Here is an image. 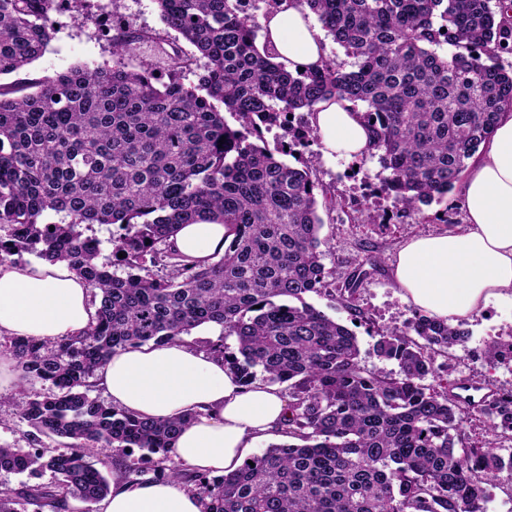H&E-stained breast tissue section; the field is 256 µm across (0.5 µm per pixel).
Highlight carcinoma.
Segmentation results:
<instances>
[{
  "label": "carcinoma",
  "instance_id": "obj_1",
  "mask_svg": "<svg viewBox=\"0 0 512 512\" xmlns=\"http://www.w3.org/2000/svg\"><path fill=\"white\" fill-rule=\"evenodd\" d=\"M172 30L206 59L198 84L160 81L128 61L152 51L171 70L192 58L159 32L112 39V66L73 67L35 85H0V257L33 252L65 260L93 290L95 321L54 342L8 338L23 397L0 406L35 430V447H0V471L53 474L51 485L0 489V512H93L112 482L85 461L97 449L125 461L156 456L154 479L182 481L203 512H485L487 486L512 455L496 443H463L470 403L425 385L439 354L470 331L425 314L379 335L374 353L398 372L361 364L355 334L305 301L336 295V267L322 262L323 219L336 193L316 176L319 142L308 117L328 98L361 103L369 156L383 171L392 207L416 214L442 202L497 118L512 109V0H295L314 14L352 62L289 71L258 48L255 17L240 0H156ZM53 0H0V76L39 58L50 41ZM456 48L441 55L437 48ZM230 113L233 128L224 119ZM284 140L270 147L265 130ZM224 144H219V140ZM298 156L290 165L278 156ZM58 221L43 222L46 212ZM233 229L224 254L185 261L169 243L183 224ZM112 224V260L99 261L82 225ZM123 257H118V254ZM351 271L346 308L378 259ZM215 324L203 348L240 380L285 386L288 444H272L233 473L188 471L172 456L195 415L149 419L90 395L96 370L117 350L156 345ZM232 338L235 347L227 345ZM494 365L512 361L503 341L486 346ZM34 381L51 383L32 392ZM490 434L512 440V392L477 410ZM69 440L61 451L39 436Z\"/></svg>",
  "mask_w": 512,
  "mask_h": 512
}]
</instances>
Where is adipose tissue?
Here are the masks:
<instances>
[{
  "label": "adipose tissue",
  "mask_w": 512,
  "mask_h": 512,
  "mask_svg": "<svg viewBox=\"0 0 512 512\" xmlns=\"http://www.w3.org/2000/svg\"><path fill=\"white\" fill-rule=\"evenodd\" d=\"M265 43L289 68L315 70L326 61L323 35L309 12L291 0L262 21ZM312 123L324 159L365 155L371 134L353 104L327 99ZM462 228L412 237L391 264L403 299L429 316L478 315L493 298L512 290V110L499 116L460 187ZM228 229L200 222L180 226L173 249L207 260L224 251ZM90 288L66 263L0 267V334L56 341L80 334L94 311ZM113 405L165 419L192 412L196 418L177 439L173 455L185 468L221 476L238 469L257 440L280 431L288 400L278 386H245L222 360L184 340L120 350L96 373ZM198 495L179 481L127 483L122 467L98 512H202Z\"/></svg>",
  "instance_id": "adipose-tissue-1"
}]
</instances>
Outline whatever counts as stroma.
Here are the masks:
<instances>
[{"label":"stroma","instance_id":"obj_1","mask_svg":"<svg viewBox=\"0 0 512 512\" xmlns=\"http://www.w3.org/2000/svg\"><path fill=\"white\" fill-rule=\"evenodd\" d=\"M66 24L53 29L44 54L16 74L0 78V84L38 82L77 66L91 69L112 61V32L118 28L153 31L162 29L155 0H65ZM319 180L334 188L342 199L334 221L325 222L320 236L326 239L325 265L337 266L347 273L367 254L379 258L376 271L364 281L356 294L355 310L326 295L311 294L307 301L338 323L352 328L360 349V358L371 370L397 371L395 362L377 357L373 345L379 333L404 326L416 310L404 301L392 282L389 270L402 245L419 234L448 231L440 215L443 204L422 206L420 215L397 212L380 194L384 172L374 157L357 162L342 159L320 161ZM425 223H418V216ZM469 340L455 347L452 355L437 357L436 374L441 379L479 380L483 393L512 386V366L491 367L482 354L491 338L512 333V301L493 299L482 312L468 320Z\"/></svg>","mask_w":512,"mask_h":512}]
</instances>
